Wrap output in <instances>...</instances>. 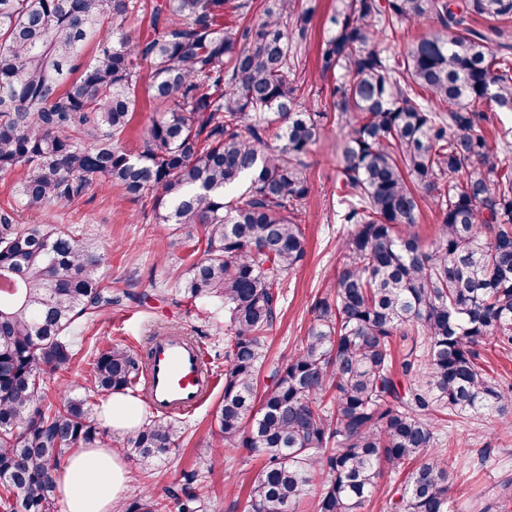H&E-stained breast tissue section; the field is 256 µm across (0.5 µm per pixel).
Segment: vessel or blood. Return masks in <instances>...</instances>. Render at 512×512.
I'll list each match as a JSON object with an SVG mask.
<instances>
[{"instance_id":"b4317fda","label":"vessel or blood","mask_w":512,"mask_h":512,"mask_svg":"<svg viewBox=\"0 0 512 512\" xmlns=\"http://www.w3.org/2000/svg\"><path fill=\"white\" fill-rule=\"evenodd\" d=\"M144 390L155 410L184 414L196 410L218 382L204 373L206 353L181 336H159L147 349Z\"/></svg>"}]
</instances>
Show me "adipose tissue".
<instances>
[{"instance_id": "obj_1", "label": "adipose tissue", "mask_w": 512, "mask_h": 512, "mask_svg": "<svg viewBox=\"0 0 512 512\" xmlns=\"http://www.w3.org/2000/svg\"><path fill=\"white\" fill-rule=\"evenodd\" d=\"M112 430L129 432L142 423L141 404L122 394L101 406ZM64 512H115L127 491V468L116 449L94 445L72 451L55 474Z\"/></svg>"}]
</instances>
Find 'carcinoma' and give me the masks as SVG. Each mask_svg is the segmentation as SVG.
Masks as SVG:
<instances>
[{
	"label": "carcinoma",
	"mask_w": 512,
	"mask_h": 512,
	"mask_svg": "<svg viewBox=\"0 0 512 512\" xmlns=\"http://www.w3.org/2000/svg\"><path fill=\"white\" fill-rule=\"evenodd\" d=\"M140 0H0V173L20 171L21 206L81 201L93 185L141 201L200 257L186 299L224 304V390L218 447L262 455L245 512H366L380 479L399 481L393 512H449L452 416L504 417L512 406L483 350L512 346V143L495 152L482 105L512 112V0H335L318 78L340 130L337 215L349 225L307 336L261 384L267 333L288 275L305 258L299 223L313 187L308 157L328 113L305 98L297 71L310 16L298 0H159L153 34L130 35ZM476 17L500 25L477 29ZM435 29L403 55L405 25ZM96 54L81 64L85 43ZM160 116L137 152L122 139L142 64ZM439 210L426 245L412 232L421 202ZM97 245L58 224H15L0 208V507L57 512L54 474L72 448L107 441L88 399L46 401L44 377L70 369V332L127 292L103 284ZM405 343L401 392L391 347ZM146 360L111 346L91 383L124 393ZM157 416L127 434L128 454L161 460L179 447ZM199 474L165 489L179 512H201ZM148 490L120 512H165Z\"/></svg>",
	"instance_id": "carcinoma-1"
}]
</instances>
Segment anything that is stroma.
<instances>
[{"mask_svg":"<svg viewBox=\"0 0 512 512\" xmlns=\"http://www.w3.org/2000/svg\"><path fill=\"white\" fill-rule=\"evenodd\" d=\"M301 8L311 10L307 74H314L329 17L332 0H300ZM335 122H325L321 136L309 155V176L315 190L308 200L302 220L308 239L307 255L288 279L287 299L268 333V361L284 364L300 344L312 321L310 305L317 293L335 276L339 265L336 231L339 224L333 210L336 199ZM140 201L121 196L119 190L92 188L83 200L72 206L54 207L42 212L18 211L19 226L62 224L95 242L104 258L103 274L118 288L146 294L145 303L115 305L91 321L79 322L75 333L82 338V351L68 374L46 378L50 399H57L66 383L79 387L92 410H99L107 395L96 392L89 383L93 354L110 345L128 347L145 354L150 337L169 332L174 336H195L213 361L216 375L224 373V330L228 316L221 302L200 299L172 303L159 295L160 289L181 287L187 254L184 235L171 225L136 221ZM220 392L190 414L173 415L181 439L178 450L167 458L146 465L130 458L127 498L144 489L163 495L166 486L179 482L183 473L202 476L207 492L204 512H243L245 492L229 495L224 491L227 476L255 475L261 466L258 454L242 449L229 455L218 451L212 426V413ZM448 437L456 448L454 463L457 490L452 512H468L470 500L490 503L503 481L512 478V433L498 430L494 417H463L450 428Z\"/></svg>","mask_w":512,"mask_h":512,"instance_id":"35a3bbf8","label":"stroma"}]
</instances>
